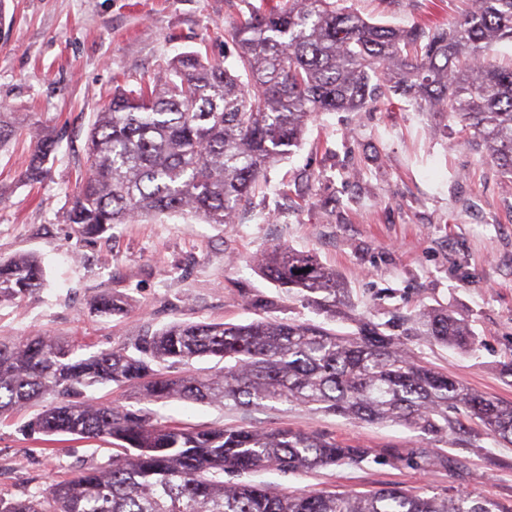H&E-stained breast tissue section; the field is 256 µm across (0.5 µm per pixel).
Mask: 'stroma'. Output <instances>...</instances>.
Wrapping results in <instances>:
<instances>
[{"label":"stroma","instance_id":"35a3bbf8","mask_svg":"<svg viewBox=\"0 0 512 512\" xmlns=\"http://www.w3.org/2000/svg\"><path fill=\"white\" fill-rule=\"evenodd\" d=\"M0 19V111L23 116L20 136L0 149V258L37 255L45 284L0 303V343L44 332L95 352L134 344L173 322L244 324L257 318L317 322L299 298L267 279L259 262L276 246L309 252L348 290L352 317L395 323L394 333L425 364L512 402V178L472 146L462 126L400 97L362 112H325L293 154L267 169L234 223L191 213L160 214L84 236L66 213L86 169L95 112L116 87L137 89L183 52L223 61L227 31L261 0H7ZM374 23L405 28L457 21L463 0H341ZM59 137L45 178L28 181L36 130ZM103 292L122 314L90 309ZM446 306L466 315L472 351L429 343L412 321ZM92 394L153 414L160 422L288 426L367 448L371 463L282 474L251 482L287 493L361 492L399 486L427 494L457 490L512 503V445L480 435L474 445H440L453 467L424 466L426 442L399 425L350 421L304 406L267 402L223 407L173 399L140 401L135 389L105 384ZM29 408L0 421V496L36 492L84 469L107 466V442L30 430Z\"/></svg>","mask_w":512,"mask_h":512}]
</instances>
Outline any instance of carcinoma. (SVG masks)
<instances>
[{
	"label": "carcinoma",
	"mask_w": 512,
	"mask_h": 512,
	"mask_svg": "<svg viewBox=\"0 0 512 512\" xmlns=\"http://www.w3.org/2000/svg\"><path fill=\"white\" fill-rule=\"evenodd\" d=\"M229 36L238 47L232 68L186 52L138 90L112 94L89 130L88 173L68 223L98 233L151 214L190 212L208 224H229L318 113L359 112L390 93L458 119L512 175V65L487 54L496 43H512V0H471L451 27L427 31L373 23L336 0H288L256 9ZM18 126L0 114V146ZM56 146L50 133H37L28 180L43 179ZM261 270L328 318L346 307L336 272L310 254L274 247ZM42 284L36 256L0 260V301ZM95 310L110 317L123 311V301L102 293ZM419 323L430 342L461 350L474 344L468 319L452 310H425ZM203 357L222 367L206 376L186 373ZM107 383L137 385L150 401L315 405L450 445L465 432L464 420H477L496 441L512 444L511 403L421 363L386 324L363 316L348 333L311 322H174L132 346L89 353L37 334L0 344V417L54 394L60 401L30 426L49 437H108L115 453L109 468L0 498V512H512L488 495L428 496L399 487L292 495L226 481V473L360 466L370 462L369 452L288 427L154 423L125 406L85 398L87 389Z\"/></svg>",
	"instance_id": "cac0c4a2"
}]
</instances>
